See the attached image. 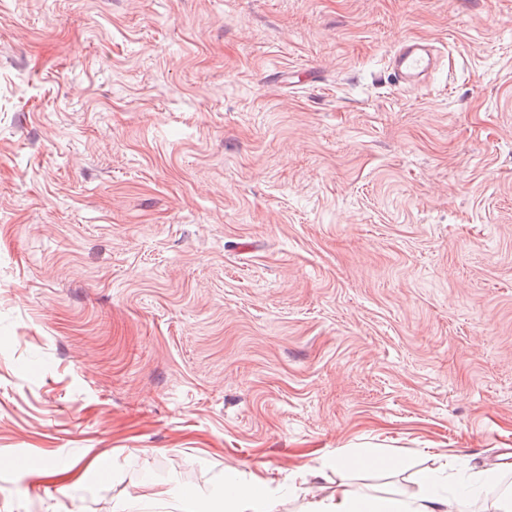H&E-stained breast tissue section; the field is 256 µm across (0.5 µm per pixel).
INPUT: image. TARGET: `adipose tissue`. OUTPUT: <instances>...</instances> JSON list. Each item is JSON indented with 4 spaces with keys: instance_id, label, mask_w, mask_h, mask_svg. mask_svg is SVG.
Listing matches in <instances>:
<instances>
[{
    "instance_id": "ef3b65f1",
    "label": "adipose tissue",
    "mask_w": 512,
    "mask_h": 512,
    "mask_svg": "<svg viewBox=\"0 0 512 512\" xmlns=\"http://www.w3.org/2000/svg\"><path fill=\"white\" fill-rule=\"evenodd\" d=\"M497 479L494 470L451 471L440 465L419 476L415 493L373 496L340 487L306 503L303 512H448L449 500L478 497ZM277 502L275 490L262 477L224 484V512H275Z\"/></svg>"
}]
</instances>
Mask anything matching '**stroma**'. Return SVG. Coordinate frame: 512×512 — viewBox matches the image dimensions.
<instances>
[{"label":"stroma","mask_w":512,"mask_h":512,"mask_svg":"<svg viewBox=\"0 0 512 512\" xmlns=\"http://www.w3.org/2000/svg\"><path fill=\"white\" fill-rule=\"evenodd\" d=\"M1 41L0 512L512 487V0H0ZM434 53L430 45L419 39H407L389 54L391 75L397 81L413 85L417 83L433 64ZM279 496L262 478L224 482V512H275ZM156 495L173 502L178 509L185 512H207L199 496L184 488L163 486Z\"/></svg>","instance_id":"1"}]
</instances>
